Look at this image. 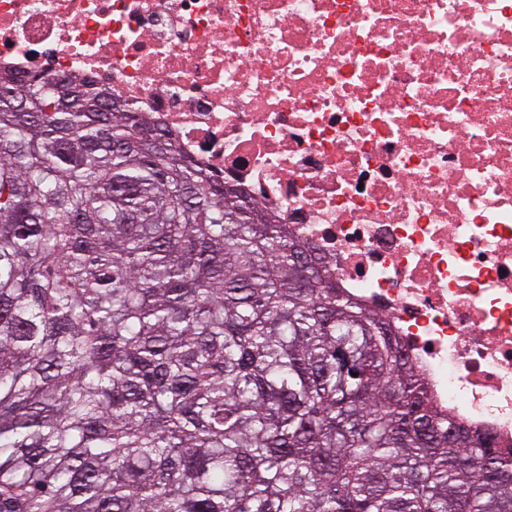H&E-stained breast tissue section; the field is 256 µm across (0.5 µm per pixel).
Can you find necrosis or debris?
<instances>
[{"instance_id": "4bbe7bcc", "label": "necrosis or debris", "mask_w": 512, "mask_h": 512, "mask_svg": "<svg viewBox=\"0 0 512 512\" xmlns=\"http://www.w3.org/2000/svg\"><path fill=\"white\" fill-rule=\"evenodd\" d=\"M0 68L172 132L512 447V0H0Z\"/></svg>"}]
</instances>
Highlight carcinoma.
<instances>
[{
    "label": "carcinoma",
    "instance_id": "1",
    "mask_svg": "<svg viewBox=\"0 0 512 512\" xmlns=\"http://www.w3.org/2000/svg\"><path fill=\"white\" fill-rule=\"evenodd\" d=\"M65 82L0 69V512H512L382 315Z\"/></svg>",
    "mask_w": 512,
    "mask_h": 512
}]
</instances>
